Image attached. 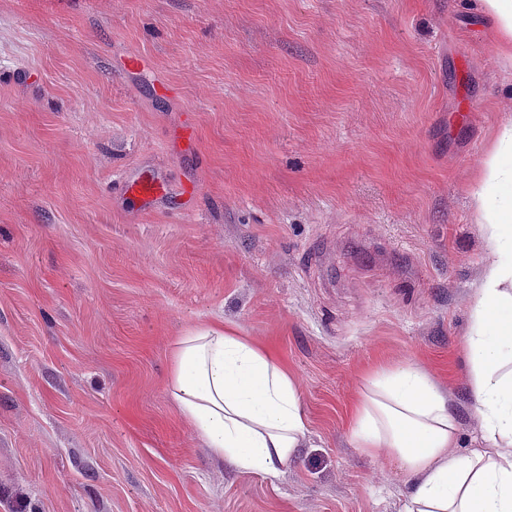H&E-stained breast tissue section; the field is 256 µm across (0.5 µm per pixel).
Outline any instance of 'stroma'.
Segmentation results:
<instances>
[{
	"label": "stroma",
	"instance_id": "1",
	"mask_svg": "<svg viewBox=\"0 0 512 512\" xmlns=\"http://www.w3.org/2000/svg\"><path fill=\"white\" fill-rule=\"evenodd\" d=\"M511 128L481 0H0V512H403L417 476L355 447L350 408L410 364L449 455L482 446L473 176ZM215 321L298 384L279 477L168 394ZM127 188L134 194L144 211L153 208L164 190L159 180L154 177L149 180H134L127 185Z\"/></svg>",
	"mask_w": 512,
	"mask_h": 512
}]
</instances>
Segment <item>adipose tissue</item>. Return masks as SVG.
I'll use <instances>...</instances> for the list:
<instances>
[{
	"instance_id": "ef3b65f1",
	"label": "adipose tissue",
	"mask_w": 512,
	"mask_h": 512,
	"mask_svg": "<svg viewBox=\"0 0 512 512\" xmlns=\"http://www.w3.org/2000/svg\"><path fill=\"white\" fill-rule=\"evenodd\" d=\"M500 57L512 59V0H482ZM512 132L480 167L474 219L492 254L512 252ZM466 340L483 447L452 457L457 423L448 400L411 365L380 367L352 407L351 437L392 451L420 481L404 512H512V264L492 263L472 296ZM168 393L214 456L243 472L278 475L308 427L295 379L269 347L221 323L189 329L172 351Z\"/></svg>"
}]
</instances>
